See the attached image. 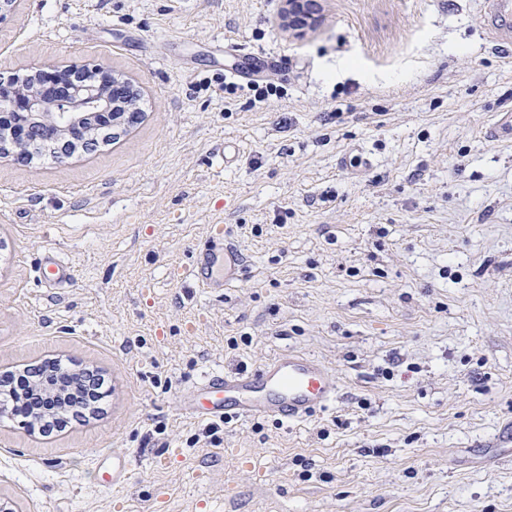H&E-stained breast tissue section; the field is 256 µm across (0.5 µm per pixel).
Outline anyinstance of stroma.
Masks as SVG:
<instances>
[{"instance_id": "35a3bbf8", "label": "stroma", "mask_w": 512, "mask_h": 512, "mask_svg": "<svg viewBox=\"0 0 512 512\" xmlns=\"http://www.w3.org/2000/svg\"><path fill=\"white\" fill-rule=\"evenodd\" d=\"M16 0L0 77L99 66L141 94L93 153L0 159V372L101 374V411L45 436L0 409L14 512H512V41L479 0ZM229 38L235 52L217 51ZM253 54L276 96L224 92ZM366 154L369 168L341 169ZM221 224L245 264L204 293L170 277ZM75 276L43 281L47 253ZM339 376L283 425L181 410L202 372L283 350ZM131 456L125 485L98 470ZM286 9L283 15V22L288 26L299 29L307 23L306 17H309L308 4L311 0H285ZM512 426L504 429L498 435L492 448H488L487 462L490 466H499L503 462L510 461L512 457ZM500 448H511L501 450Z\"/></svg>"}]
</instances>
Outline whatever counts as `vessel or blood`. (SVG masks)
I'll return each instance as SVG.
<instances>
[{
    "instance_id": "obj_1",
    "label": "vessel or blood",
    "mask_w": 512,
    "mask_h": 512,
    "mask_svg": "<svg viewBox=\"0 0 512 512\" xmlns=\"http://www.w3.org/2000/svg\"><path fill=\"white\" fill-rule=\"evenodd\" d=\"M484 15L495 39L512 37V0H486ZM242 253L212 225L202 248L196 250L180 280L194 288H228L238 282ZM45 277L53 285L67 283L72 269L56 256L45 259ZM338 378L322 361L299 351H284L254 371L211 372L187 391L185 410L210 423L273 417L283 423L308 418L336 399ZM512 460V426L498 435L487 452L489 465Z\"/></svg>"
}]
</instances>
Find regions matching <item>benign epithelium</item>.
Here are the masks:
<instances>
[{
  "mask_svg": "<svg viewBox=\"0 0 512 512\" xmlns=\"http://www.w3.org/2000/svg\"><path fill=\"white\" fill-rule=\"evenodd\" d=\"M311 0H286L284 22L307 23ZM45 65L0 84V154H25L32 145L63 160L77 148L87 151L126 126L137 106V93L126 79L96 67L65 65L53 69L58 84L43 85ZM79 144L75 148L72 143Z\"/></svg>",
  "mask_w": 512,
  "mask_h": 512,
  "instance_id": "7a95c632",
  "label": "benign epithelium"
}]
</instances>
